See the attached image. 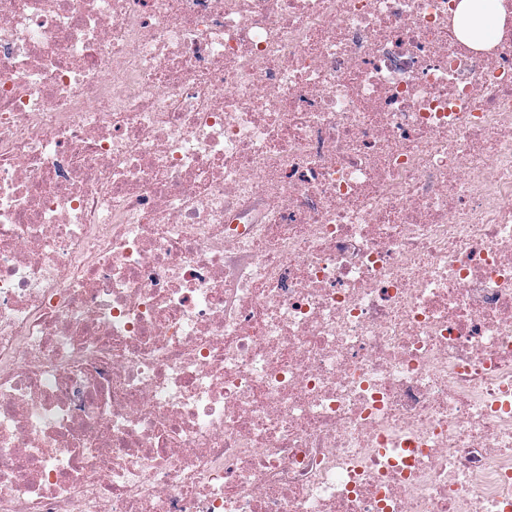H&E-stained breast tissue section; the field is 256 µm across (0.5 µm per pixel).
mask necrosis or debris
<instances>
[{"mask_svg": "<svg viewBox=\"0 0 512 512\" xmlns=\"http://www.w3.org/2000/svg\"><path fill=\"white\" fill-rule=\"evenodd\" d=\"M0 0V512H512V0ZM459 13L471 15L474 33L484 36V29L492 27L497 17V0H461Z\"/></svg>", "mask_w": 512, "mask_h": 512, "instance_id": "necrosis-or-debris-1", "label": "necrosis or debris"}]
</instances>
